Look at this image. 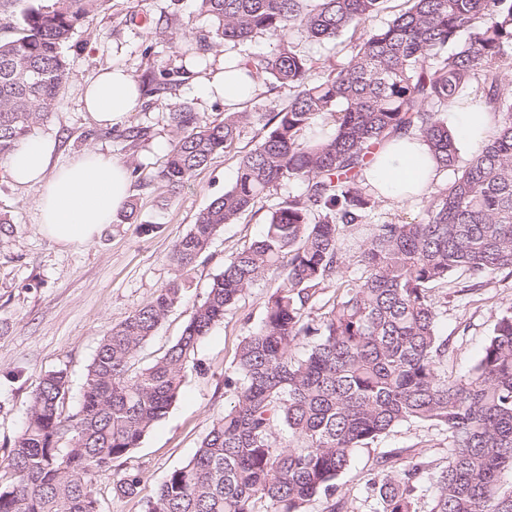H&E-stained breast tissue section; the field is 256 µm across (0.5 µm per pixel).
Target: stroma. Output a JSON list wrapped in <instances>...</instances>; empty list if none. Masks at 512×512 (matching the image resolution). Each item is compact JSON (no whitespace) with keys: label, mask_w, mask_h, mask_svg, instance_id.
Wrapping results in <instances>:
<instances>
[{"label":"stroma","mask_w":512,"mask_h":512,"mask_svg":"<svg viewBox=\"0 0 512 512\" xmlns=\"http://www.w3.org/2000/svg\"><path fill=\"white\" fill-rule=\"evenodd\" d=\"M214 29V19L200 12L195 0H105L66 50L70 69L64 89L36 133L55 140L53 165L94 148L132 167L137 223L109 224L87 248L64 247L42 235L34 191L0 178V209L13 217L0 228V462L13 448L45 374L67 372L65 410L77 411L87 367L103 337L172 279L169 255L174 244L200 211L233 185L240 156L260 137L258 128L244 129L231 149L197 171L175 197H168L155 179L170 149L171 112L185 105L208 121L224 117L223 101L203 102L196 91L204 69L224 57L223 46L211 42ZM189 42L198 44L202 61L195 72L185 68L183 48ZM112 66L137 79L164 71L173 80L165 92L143 97L127 119V126L145 130L135 142L126 141L120 129L97 125L80 101L84 82L98 69ZM268 219V205L261 202L217 233L185 277L182 303L144 344L140 365L152 363L179 338L193 304L205 296L213 277L235 252L260 236ZM273 285L270 279L258 282L227 311L223 324L199 342L167 415L128 456L96 475L98 512H145L167 476L193 456L234 401L235 391L224 380L234 374L241 340L258 328ZM510 304L512 277L500 272L473 294H449L438 319L439 332L448 339L449 377H460L475 364L500 310ZM400 449L434 468L448 461V441L439 427L424 422L395 427L358 449L340 478L350 512H375L376 500L367 484L382 454ZM127 472L140 478L132 497L113 490Z\"/></svg>","instance_id":"stroma-1"}]
</instances>
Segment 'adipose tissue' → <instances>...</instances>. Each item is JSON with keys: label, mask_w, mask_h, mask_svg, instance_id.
Returning a JSON list of instances; mask_svg holds the SVG:
<instances>
[{"label": "adipose tissue", "mask_w": 512, "mask_h": 512, "mask_svg": "<svg viewBox=\"0 0 512 512\" xmlns=\"http://www.w3.org/2000/svg\"><path fill=\"white\" fill-rule=\"evenodd\" d=\"M258 87V81L243 70L220 67L201 80L198 90L202 98L221 99L234 107ZM81 100L97 123L120 126L137 108L140 90L127 71L103 70L84 85ZM495 125L493 113L459 104L449 107L448 127L458 133L459 145L482 144ZM54 150L52 139L32 136L0 166L13 182L35 191L38 223L45 236L65 247L92 244L130 198L128 169L122 161L93 149L55 167L51 164ZM365 175L385 201L400 207L442 178L429 146L419 136L408 134L394 137L376 155Z\"/></svg>", "instance_id": "obj_1"}]
</instances>
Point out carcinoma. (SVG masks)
<instances>
[{"mask_svg": "<svg viewBox=\"0 0 512 512\" xmlns=\"http://www.w3.org/2000/svg\"><path fill=\"white\" fill-rule=\"evenodd\" d=\"M103 0H0L22 27L0 40V159L52 114L69 70L65 48ZM220 42L279 38L270 54L238 65L288 100L207 122L171 113L174 140L156 178L174 196L200 169L259 127L231 188L203 209L170 254L175 277L105 336L87 368L78 410L64 414L65 371L46 374L25 426L0 465V512H97L93 476L137 447L178 398L198 342L245 291L273 275L259 328L239 344L235 399L192 458L173 470L146 512H346L338 480L357 449L409 422L448 438V466L433 479L429 512H512V305L503 308L477 362L448 379L433 288L457 280L467 295L512 273V0H404L380 26L387 0H198ZM346 36L332 62L298 50L292 34ZM497 116L482 150L462 158L448 106ZM334 118L327 132L318 126ZM430 146L446 181L421 200L415 223L375 219L382 200L365 170L399 133ZM290 181L298 193L271 205L261 237L237 251L194 304L178 340L143 368L139 353L182 302V278L226 224ZM372 231L347 256L344 237ZM336 287L332 303L322 291ZM381 457L375 512H418L427 463ZM122 476L115 493H137Z\"/></svg>", "mask_w": 512, "mask_h": 512, "instance_id": "obj_1", "label": "carcinoma"}]
</instances>
